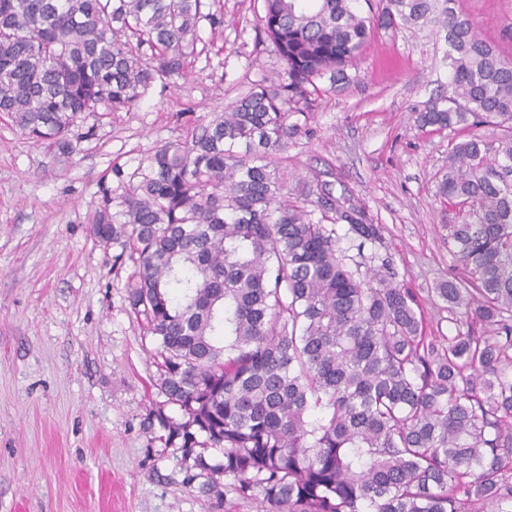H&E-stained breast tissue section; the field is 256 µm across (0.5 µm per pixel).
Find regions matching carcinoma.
Listing matches in <instances>:
<instances>
[{"label": "carcinoma", "mask_w": 512, "mask_h": 512, "mask_svg": "<svg viewBox=\"0 0 512 512\" xmlns=\"http://www.w3.org/2000/svg\"><path fill=\"white\" fill-rule=\"evenodd\" d=\"M262 0L276 82L253 81L146 157L91 225L131 260L128 302L155 337L164 397L149 419L182 484L257 512H512V56L456 0ZM204 0H0V114L36 145H70L85 112H129L200 55ZM433 27L446 90L422 127L472 135L436 195L460 275L435 289L456 322L427 335L384 227L331 190L283 199L278 159L376 27ZM321 219H313L315 211ZM327 223H322V220ZM344 223L360 260L340 246ZM173 406L175 418L165 412ZM220 448L210 464L198 449Z\"/></svg>", "instance_id": "obj_1"}]
</instances>
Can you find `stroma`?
<instances>
[{
  "instance_id": "35a3bbf8",
  "label": "stroma",
  "mask_w": 512,
  "mask_h": 512,
  "mask_svg": "<svg viewBox=\"0 0 512 512\" xmlns=\"http://www.w3.org/2000/svg\"><path fill=\"white\" fill-rule=\"evenodd\" d=\"M260 4L215 0L222 23H200L186 76L154 84L132 111L83 114L70 153L0 116V512H253L182 486L180 450L149 430L158 342L129 307L131 263L91 224L104 193L119 197L187 121L223 111L244 84L277 80L257 42ZM457 7L512 55V0ZM444 50L428 27L375 30L289 139L282 168L289 200L322 180L385 225L428 330L450 336L456 325L428 291L460 272L443 243L457 210L436 188L466 133L419 127L415 111L447 83Z\"/></svg>"
}]
</instances>
